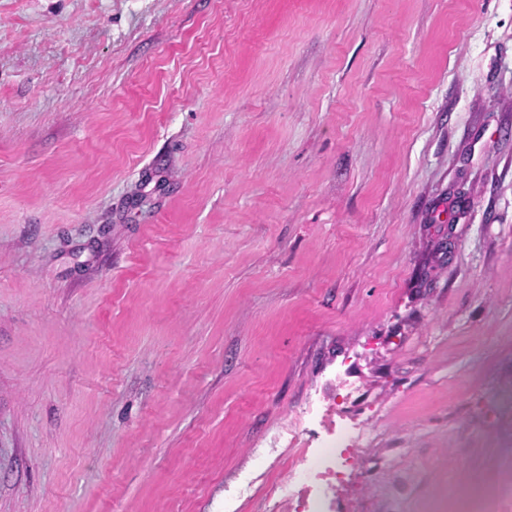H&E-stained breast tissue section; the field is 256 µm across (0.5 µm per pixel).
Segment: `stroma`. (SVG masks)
<instances>
[{
  "label": "stroma",
  "instance_id": "35a3bbf8",
  "mask_svg": "<svg viewBox=\"0 0 512 512\" xmlns=\"http://www.w3.org/2000/svg\"><path fill=\"white\" fill-rule=\"evenodd\" d=\"M512 512V0H0V512ZM307 442V449L280 481V502H287L288 507L277 512H334L333 482L358 464L361 436L357 424H346L337 432L335 425Z\"/></svg>",
  "mask_w": 512,
  "mask_h": 512
}]
</instances>
